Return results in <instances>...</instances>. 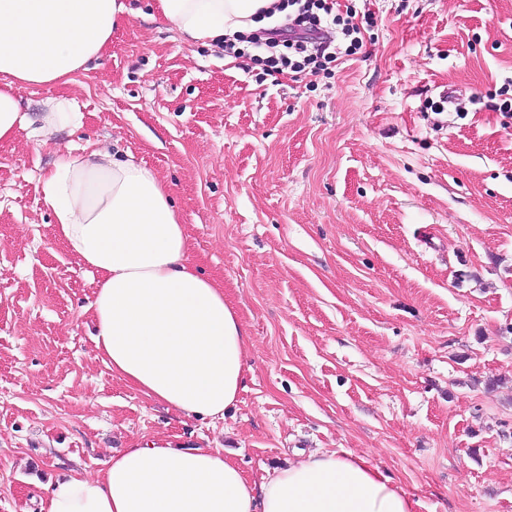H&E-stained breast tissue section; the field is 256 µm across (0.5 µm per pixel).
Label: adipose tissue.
<instances>
[{
    "instance_id": "ef3b65f1",
    "label": "adipose tissue",
    "mask_w": 512,
    "mask_h": 512,
    "mask_svg": "<svg viewBox=\"0 0 512 512\" xmlns=\"http://www.w3.org/2000/svg\"><path fill=\"white\" fill-rule=\"evenodd\" d=\"M277 0H154L188 43L253 31ZM125 0H0V145L38 123L49 135L80 124L66 101L38 118L22 90L66 83L104 53ZM57 236L97 275L90 303L96 355L175 414L218 418L242 388L250 336L224 287L204 276L168 186L145 164L99 149L59 155L43 176ZM40 512H415L416 502L368 459L314 453L251 479L218 448L147 442L113 455L96 476L43 488Z\"/></svg>"
}]
</instances>
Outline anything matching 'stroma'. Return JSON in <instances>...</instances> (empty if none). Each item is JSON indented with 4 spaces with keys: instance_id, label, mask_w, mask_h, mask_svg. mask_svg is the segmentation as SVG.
<instances>
[{
    "instance_id": "1",
    "label": "stroma",
    "mask_w": 512,
    "mask_h": 512,
    "mask_svg": "<svg viewBox=\"0 0 512 512\" xmlns=\"http://www.w3.org/2000/svg\"><path fill=\"white\" fill-rule=\"evenodd\" d=\"M129 2L88 70L23 93L34 116L73 102L81 127L0 146V512L144 438L251 477L361 455L416 512H512V0H353L362 47L298 78ZM103 148L165 180L248 330L223 418L167 413L95 357L97 277L41 178Z\"/></svg>"
}]
</instances>
